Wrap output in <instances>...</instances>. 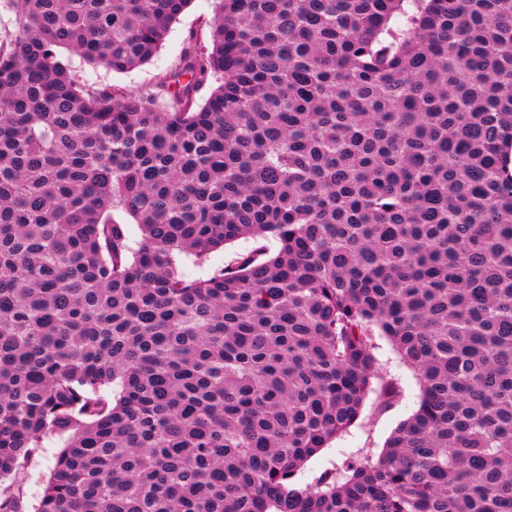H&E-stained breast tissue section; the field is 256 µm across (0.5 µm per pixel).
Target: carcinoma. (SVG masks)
<instances>
[{"label": "carcinoma", "mask_w": 512, "mask_h": 512, "mask_svg": "<svg viewBox=\"0 0 512 512\" xmlns=\"http://www.w3.org/2000/svg\"><path fill=\"white\" fill-rule=\"evenodd\" d=\"M191 2L0 0V512H512V0H211L138 93L70 59ZM377 336L416 410L297 486ZM59 448H44L43 452L36 456L28 468V480L25 485L28 497L31 501L42 492L43 481L49 476L54 465V455Z\"/></svg>", "instance_id": "carcinoma-1"}]
</instances>
